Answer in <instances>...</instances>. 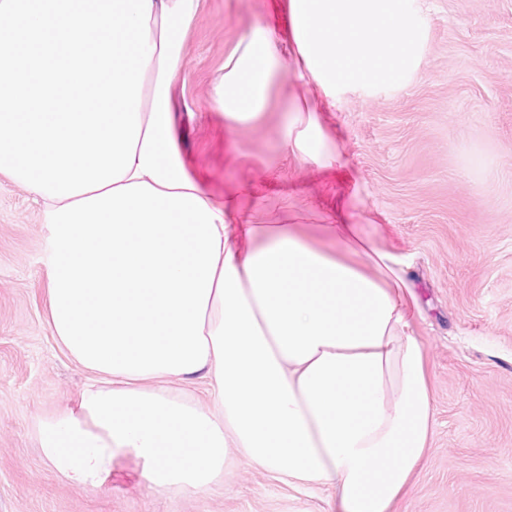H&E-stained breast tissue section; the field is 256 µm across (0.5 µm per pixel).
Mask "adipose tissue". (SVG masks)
<instances>
[{"mask_svg":"<svg viewBox=\"0 0 512 512\" xmlns=\"http://www.w3.org/2000/svg\"><path fill=\"white\" fill-rule=\"evenodd\" d=\"M200 0H152L141 132L122 181L71 198L40 195L48 323L93 373L79 400L37 417L51 470L103 486L132 453L151 487L208 491L230 449L326 487L329 512H391L424 457L433 411L415 295L398 260L357 225H329L332 251L285 224H245L187 170L172 89ZM212 86L227 134L262 117L278 80L316 97L291 109L284 154L320 167L340 154L317 114L340 87L413 73L425 27L409 0H274ZM180 387H170V378ZM206 379L208 407L189 385Z\"/></svg>","mask_w":512,"mask_h":512,"instance_id":"adipose-tissue-1","label":"adipose tissue"}]
</instances>
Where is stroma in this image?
<instances>
[{
	"label": "stroma",
	"mask_w": 512,
	"mask_h": 512,
	"mask_svg": "<svg viewBox=\"0 0 512 512\" xmlns=\"http://www.w3.org/2000/svg\"><path fill=\"white\" fill-rule=\"evenodd\" d=\"M424 58L401 83L341 94L321 122L345 158L321 169L277 153L286 81L266 113L224 136L210 88L224 57L271 0H200L174 89L180 151L210 193L252 224H289L308 243L342 206L402 264L419 304L435 423L396 512H512V0H419ZM43 217L0 174V512H324L306 488L232 454L223 484L195 495L149 486L125 454L102 488L55 475L32 437L36 416L77 398L86 372L48 327Z\"/></svg>",
	"instance_id": "obj_1"
}]
</instances>
